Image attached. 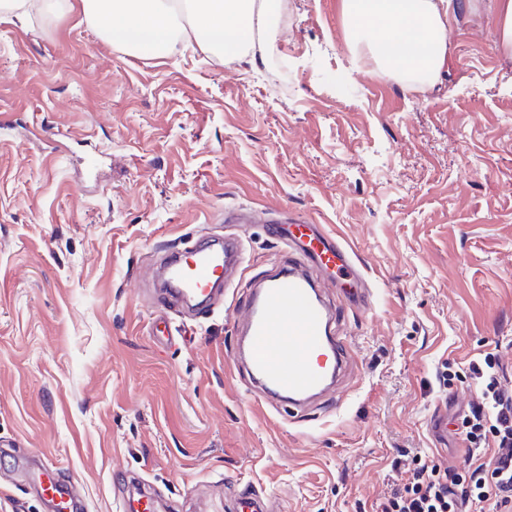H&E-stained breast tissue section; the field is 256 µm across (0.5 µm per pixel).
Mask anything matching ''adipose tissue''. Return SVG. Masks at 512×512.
<instances>
[{
	"label": "adipose tissue",
	"mask_w": 512,
	"mask_h": 512,
	"mask_svg": "<svg viewBox=\"0 0 512 512\" xmlns=\"http://www.w3.org/2000/svg\"><path fill=\"white\" fill-rule=\"evenodd\" d=\"M69 0L106 40L135 53L167 57L175 43L195 41L216 58L238 54L266 31L271 0ZM455 0H343L351 41L376 74L432 83L448 55Z\"/></svg>",
	"instance_id": "adipose-tissue-1"
}]
</instances>
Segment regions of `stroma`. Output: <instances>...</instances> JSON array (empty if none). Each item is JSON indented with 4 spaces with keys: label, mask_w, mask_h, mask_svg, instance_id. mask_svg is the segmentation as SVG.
<instances>
[{
    "label": "stroma",
    "mask_w": 512,
    "mask_h": 512,
    "mask_svg": "<svg viewBox=\"0 0 512 512\" xmlns=\"http://www.w3.org/2000/svg\"><path fill=\"white\" fill-rule=\"evenodd\" d=\"M341 6L293 0L269 51L222 63L192 42L128 52L62 8L0 16V471L16 478L0 512H48L31 472L49 457L88 512L132 492L229 512L247 487L282 512H376L402 453L462 461L456 415L477 392L440 383L445 363L497 353L512 390V55L494 13L459 8L415 97L362 79ZM238 206L306 217L362 262L368 308L325 294L340 405L246 394L229 366L244 284L187 331L143 278ZM268 223L247 231V280L285 259Z\"/></svg>",
    "instance_id": "1"
}]
</instances>
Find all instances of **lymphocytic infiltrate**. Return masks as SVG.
Masks as SVG:
<instances>
[{
	"instance_id": "obj_1",
	"label": "lymphocytic infiltrate",
	"mask_w": 512,
	"mask_h": 512,
	"mask_svg": "<svg viewBox=\"0 0 512 512\" xmlns=\"http://www.w3.org/2000/svg\"><path fill=\"white\" fill-rule=\"evenodd\" d=\"M467 375L479 392L462 416V465L449 470L415 463L409 482L381 502L378 512H472L486 501L494 512H512V392L501 385L494 354L472 359Z\"/></svg>"
}]
</instances>
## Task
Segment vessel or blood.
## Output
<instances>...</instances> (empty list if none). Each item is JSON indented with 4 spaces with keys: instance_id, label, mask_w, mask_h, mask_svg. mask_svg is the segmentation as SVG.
Returning a JSON list of instances; mask_svg holds the SVG:
<instances>
[{
    "instance_id": "b4317fda",
    "label": "vessel or blood",
    "mask_w": 512,
    "mask_h": 512,
    "mask_svg": "<svg viewBox=\"0 0 512 512\" xmlns=\"http://www.w3.org/2000/svg\"><path fill=\"white\" fill-rule=\"evenodd\" d=\"M261 219L255 211L225 213L232 230L224 235L223 250L198 242L170 256L162 271L178 283L167 291L171 304L205 306L214 301L219 285L230 282L244 264V226ZM274 234L288 261L257 280L238 307L244 340L235 356L249 374L248 390L267 408L300 409L315 399L336 401L346 351L342 340L329 333L336 309L324 301L322 291L347 283L365 287L363 266L351 244L308 219L278 225ZM313 269L322 273L321 281L311 279ZM59 472L58 463L45 462L39 478L43 494L59 512H86L82 487L63 480ZM234 512H278V504L245 489L235 499Z\"/></svg>"
}]
</instances>
